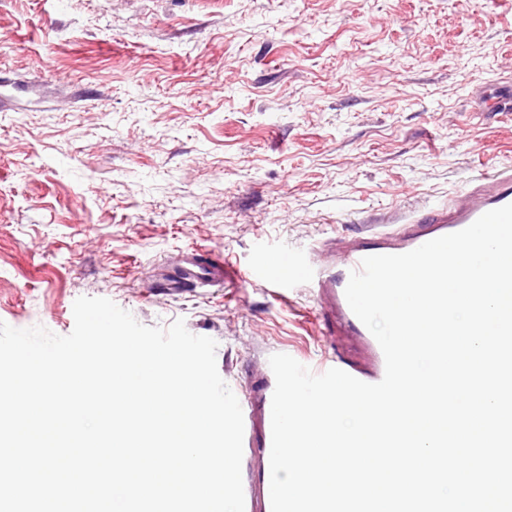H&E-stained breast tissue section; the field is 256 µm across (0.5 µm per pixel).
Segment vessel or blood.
<instances>
[{
  "label": "vessel or blood",
  "instance_id": "vessel-or-blood-1",
  "mask_svg": "<svg viewBox=\"0 0 512 512\" xmlns=\"http://www.w3.org/2000/svg\"><path fill=\"white\" fill-rule=\"evenodd\" d=\"M512 204V168L484 170L465 188L448 200L419 215L402 217L397 227L360 232L340 238L338 245L328 246L327 256L315 260L307 254L289 252L266 258L246 274L248 280L267 288L283 284L280 267H291L299 281L308 288L313 300L343 327L346 335L363 342L368 353L364 365L355 366L332 353L320 365L321 370L341 369L353 377L376 383L385 373L383 352L365 325L350 309L345 288L351 271L360 267L363 258L372 255L403 254L435 238L460 231L484 213ZM228 271L223 262L206 259L201 250L186 253L179 268L168 279L178 287L223 286ZM275 377L270 366H263L257 384L241 400L244 417L245 448L257 462L263 479L259 484H245V512H271L270 471L271 402Z\"/></svg>",
  "mask_w": 512,
  "mask_h": 512
}]
</instances>
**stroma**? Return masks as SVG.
<instances>
[{
    "instance_id": "stroma-1",
    "label": "stroma",
    "mask_w": 512,
    "mask_h": 512,
    "mask_svg": "<svg viewBox=\"0 0 512 512\" xmlns=\"http://www.w3.org/2000/svg\"><path fill=\"white\" fill-rule=\"evenodd\" d=\"M512 0H0V321L81 296L217 343L244 398L329 341L297 285L165 293L195 248L230 274L512 167Z\"/></svg>"
}]
</instances>
